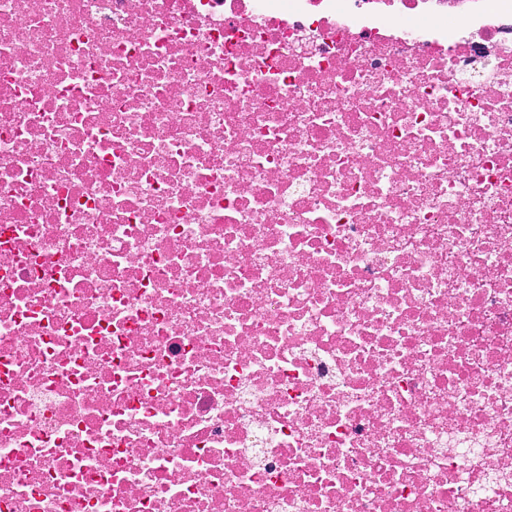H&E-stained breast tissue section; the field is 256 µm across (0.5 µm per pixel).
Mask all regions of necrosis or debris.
Segmentation results:
<instances>
[{"label":"necrosis or debris","mask_w":512,"mask_h":512,"mask_svg":"<svg viewBox=\"0 0 512 512\" xmlns=\"http://www.w3.org/2000/svg\"><path fill=\"white\" fill-rule=\"evenodd\" d=\"M0 512H512V0H0Z\"/></svg>","instance_id":"necrosis-or-debris-1"}]
</instances>
